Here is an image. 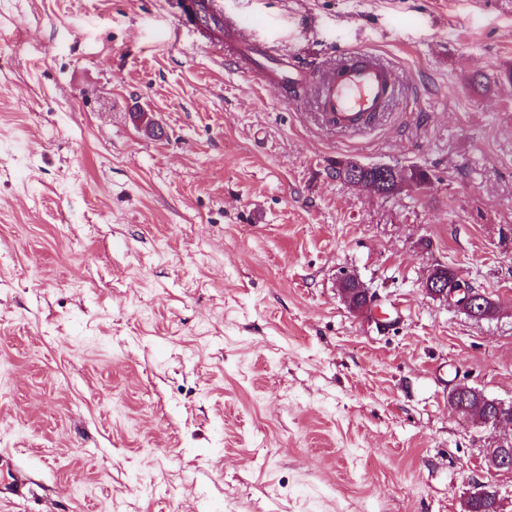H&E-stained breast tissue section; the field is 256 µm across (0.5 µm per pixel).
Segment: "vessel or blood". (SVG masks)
<instances>
[{
    "label": "vessel or blood",
    "instance_id": "b4317fda",
    "mask_svg": "<svg viewBox=\"0 0 512 512\" xmlns=\"http://www.w3.org/2000/svg\"><path fill=\"white\" fill-rule=\"evenodd\" d=\"M180 20L198 26L206 42L227 50L230 60L240 69L255 73L269 83L300 85L302 75L295 64L241 38L239 22L225 17L222 0H208L206 13L184 14ZM393 87L391 70L379 64L373 54L358 49L348 51L345 62L319 89L320 112L335 128L360 129L381 111ZM0 470L9 475L7 481L0 482V501L25 497L30 485L28 473L3 455Z\"/></svg>",
    "mask_w": 512,
    "mask_h": 512
}]
</instances>
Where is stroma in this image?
Returning a JSON list of instances; mask_svg holds the SVG:
<instances>
[{"instance_id":"35a3bbf8","label":"stroma","mask_w":512,"mask_h":512,"mask_svg":"<svg viewBox=\"0 0 512 512\" xmlns=\"http://www.w3.org/2000/svg\"><path fill=\"white\" fill-rule=\"evenodd\" d=\"M170 2L0 0V512H460L496 433L448 394L512 403V0H223L297 98ZM348 48L395 79L358 133L317 109ZM445 267H439L435 272L426 280L424 288L428 294L445 303L448 307L461 310H470L474 308L478 295H476L475 289H473L469 283V288L465 287L463 282H459V288H450V284L453 277L456 276L455 272L451 269H446L448 275V281H445V277L440 272ZM471 287V288H470ZM451 289V290H450ZM348 283H353L356 290L355 293L349 291L351 288H343ZM340 291L349 308L356 312L372 310V307L379 301V297L354 275L346 274L341 278ZM360 298L365 299V304L359 301ZM0 470L9 474L7 481L0 482V501L24 498L29 490L28 473L18 468L10 457L0 456Z\"/></svg>"}]
</instances>
